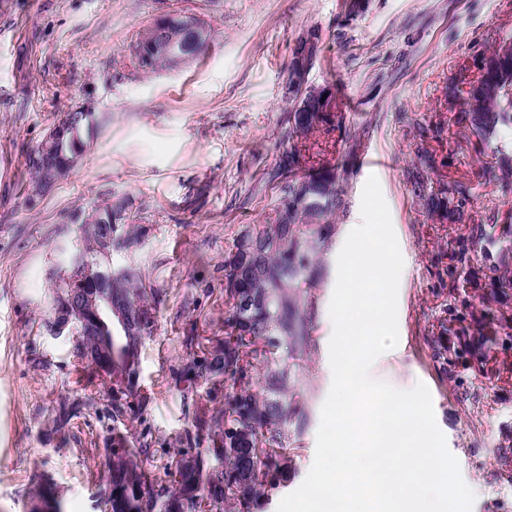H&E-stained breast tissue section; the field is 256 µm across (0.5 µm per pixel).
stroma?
<instances>
[{"label":"stroma","instance_id":"35a3bbf8","mask_svg":"<svg viewBox=\"0 0 512 512\" xmlns=\"http://www.w3.org/2000/svg\"><path fill=\"white\" fill-rule=\"evenodd\" d=\"M200 15L212 38L192 62L154 75L127 48L159 9ZM319 51L306 83L332 92L330 132L314 133L343 193L335 244L360 223L377 176L404 259L397 346L371 373L401 389L424 383L472 512H512V125L484 139L457 123L460 69L512 35V0H0V512H30L33 485L57 489L63 512H100L111 392L78 383L68 338L49 336L51 279L81 245L72 212L123 200L137 240L113 256L160 300L128 394L129 438L147 468L207 448L196 414L222 388L186 366L224 337V259L249 224L275 217L268 178L287 142L290 71L301 40ZM90 106L99 127L80 162L34 193L28 157L65 112ZM443 127L420 138L419 124ZM455 183L460 219L420 197ZM336 251L305 296L313 325L288 358V396L305 417L276 512L313 463L331 385L328 309ZM93 409L58 431L61 402Z\"/></svg>","mask_w":512,"mask_h":512}]
</instances>
